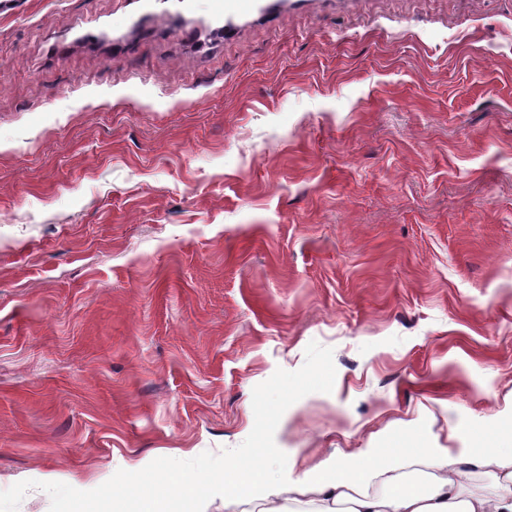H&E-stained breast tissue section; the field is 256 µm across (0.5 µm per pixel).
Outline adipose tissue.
Returning <instances> with one entry per match:
<instances>
[{"instance_id": "ef3b65f1", "label": "adipose tissue", "mask_w": 512, "mask_h": 512, "mask_svg": "<svg viewBox=\"0 0 512 512\" xmlns=\"http://www.w3.org/2000/svg\"><path fill=\"white\" fill-rule=\"evenodd\" d=\"M508 457L512 458V428L491 423L472 433L462 458L412 442L382 449L362 469L340 462L304 468L302 476L316 480L325 493L317 512H512V469L503 464ZM462 459L486 475L485 494L463 497L465 472L458 466ZM417 465L425 477L420 490L410 480ZM365 481L370 491L358 492Z\"/></svg>"}]
</instances>
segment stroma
Wrapping results in <instances>:
<instances>
[{
  "mask_svg": "<svg viewBox=\"0 0 512 512\" xmlns=\"http://www.w3.org/2000/svg\"><path fill=\"white\" fill-rule=\"evenodd\" d=\"M512 421V0H0V490Z\"/></svg>",
  "mask_w": 512,
  "mask_h": 512,
  "instance_id": "1",
  "label": "stroma"
}]
</instances>
